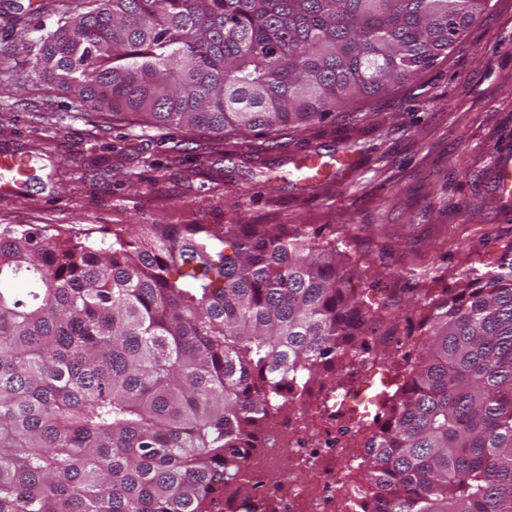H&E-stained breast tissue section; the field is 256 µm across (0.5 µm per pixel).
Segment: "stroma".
<instances>
[{
	"label": "stroma",
	"mask_w": 512,
	"mask_h": 512,
	"mask_svg": "<svg viewBox=\"0 0 512 512\" xmlns=\"http://www.w3.org/2000/svg\"><path fill=\"white\" fill-rule=\"evenodd\" d=\"M0 0V154H25L33 170L20 192L0 194V225L35 224L72 237L147 224H300L365 254L370 272L355 295L391 302L395 339L369 337L363 389L402 383L406 357L426 345L437 297L468 285L512 245L495 164L512 155V0L486 10L447 60L280 139L251 160L226 154L224 138L195 130L141 129L93 111L32 66L42 40L81 0ZM348 154L344 176L313 188L291 170L304 156Z\"/></svg>",
	"instance_id": "1"
}]
</instances>
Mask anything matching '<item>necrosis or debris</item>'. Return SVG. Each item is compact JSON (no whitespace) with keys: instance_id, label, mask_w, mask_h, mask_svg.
Wrapping results in <instances>:
<instances>
[{"instance_id":"1","label":"necrosis or debris","mask_w":512,"mask_h":512,"mask_svg":"<svg viewBox=\"0 0 512 512\" xmlns=\"http://www.w3.org/2000/svg\"><path fill=\"white\" fill-rule=\"evenodd\" d=\"M363 364V358H350L345 384L289 394L268 414L265 431L273 444L248 455L251 512H353L367 450L362 426L347 420V406ZM269 473L285 477L284 496L268 488Z\"/></svg>"}]
</instances>
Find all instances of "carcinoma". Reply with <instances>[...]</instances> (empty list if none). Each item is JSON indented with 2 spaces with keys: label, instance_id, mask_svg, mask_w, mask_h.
<instances>
[{
  "label": "carcinoma",
  "instance_id": "cac0c4a2",
  "mask_svg": "<svg viewBox=\"0 0 512 512\" xmlns=\"http://www.w3.org/2000/svg\"><path fill=\"white\" fill-rule=\"evenodd\" d=\"M486 0H91L33 67L141 127L275 140L446 59ZM232 253H227L226 248ZM299 224L0 226V512H209L287 389L370 353ZM442 298L369 438L359 512H512V244Z\"/></svg>",
  "mask_w": 512,
  "mask_h": 512
}]
</instances>
